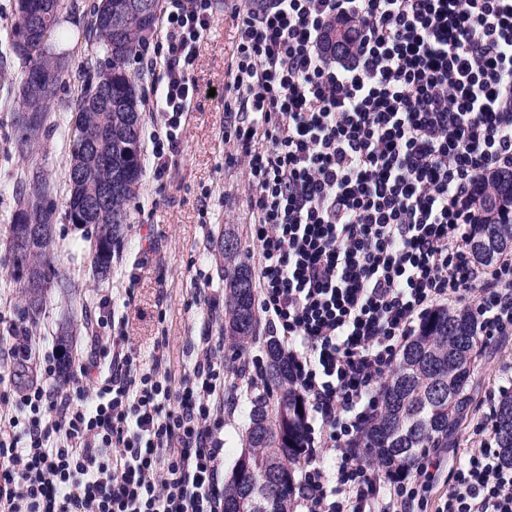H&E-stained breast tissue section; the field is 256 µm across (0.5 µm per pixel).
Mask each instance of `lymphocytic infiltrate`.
Masks as SVG:
<instances>
[{
	"mask_svg": "<svg viewBox=\"0 0 512 512\" xmlns=\"http://www.w3.org/2000/svg\"><path fill=\"white\" fill-rule=\"evenodd\" d=\"M224 96L248 174L265 324L307 404L303 512H426L438 459L381 481L349 446L374 386L434 305L469 306L483 344L512 335V256L471 259L474 197L512 170V0H245ZM213 0H164L144 93L160 115L152 176L201 89L192 77ZM346 24L353 48L325 51ZM71 385L58 352L9 321L0 364V512H223L220 420L235 384L224 339L203 336L174 381L109 335L100 298ZM444 482L435 512H512V465L486 434ZM333 449L331 464L320 451Z\"/></svg>",
	"mask_w": 512,
	"mask_h": 512,
	"instance_id": "f902f5d3",
	"label": "lymphocytic infiltrate"
}]
</instances>
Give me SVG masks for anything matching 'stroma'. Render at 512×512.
Here are the masks:
<instances>
[{"instance_id":"stroma-1","label":"stroma","mask_w":512,"mask_h":512,"mask_svg":"<svg viewBox=\"0 0 512 512\" xmlns=\"http://www.w3.org/2000/svg\"><path fill=\"white\" fill-rule=\"evenodd\" d=\"M75 7L61 13V36L53 50L68 56L72 75L59 87L56 105L74 97L76 77L87 54L85 27L97 0H73ZM216 22L205 38L193 77L201 87L187 116L177 154L162 181L143 177L138 193L129 205L130 222L124 245L112 264L108 279L97 278L89 256L66 262L65 268L76 285L74 295L50 291L39 325L43 350H52L54 337L65 322L78 329L75 352L90 349V322L98 316L97 295H111L116 316L126 321L125 334L139 362L163 355L172 376L191 371L201 336L207 331H224L223 315L207 321L204 302L224 300V256L219 236L233 229L241 252L250 266L258 264V247L247 207L251 188L247 172L236 157L233 143L224 138L228 121L224 111V88L228 67L235 51V29L230 19L229 0H214ZM23 68L18 58L0 62V258L6 257L4 242L14 209L11 187L21 170L31 165L43 168L54 186L55 205L63 204L64 173L70 161V135L50 131L34 158L15 150L18 99L8 88L19 83ZM477 384L474 411L462 425L455 446L441 452L439 480H446L467 449L479 447L474 433L487 409L486 396L503 384V371L512 364V337L473 351Z\"/></svg>"}]
</instances>
